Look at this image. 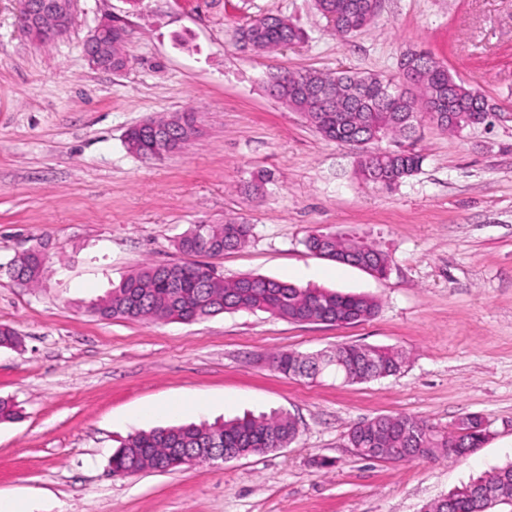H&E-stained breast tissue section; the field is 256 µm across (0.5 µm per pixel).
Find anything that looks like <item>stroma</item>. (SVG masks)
<instances>
[{
	"label": "stroma",
	"mask_w": 512,
	"mask_h": 512,
	"mask_svg": "<svg viewBox=\"0 0 512 512\" xmlns=\"http://www.w3.org/2000/svg\"><path fill=\"white\" fill-rule=\"evenodd\" d=\"M20 0H0V398L20 420L0 424V494L35 512H423L512 463V0H382L375 21L334 36L313 0H77L71 29L34 42ZM130 30L128 67L91 68L83 45L102 15ZM278 14L306 40L257 54L240 27ZM423 49L479 90L497 115L457 134L424 124L422 169L386 192L356 174L354 147L324 139L271 97L268 73L351 70L394 76ZM199 133L152 161L126 149L130 126L186 108ZM243 220L252 236L215 258L246 274L363 293L379 309L352 325L294 324L262 311L184 323L107 320L91 304L147 264L181 260L191 225ZM358 234L392 256L388 276L317 257L312 232ZM48 241L38 287L9 263ZM394 347L397 376L347 384L287 377L270 357L336 345ZM213 399L135 424L149 403ZM280 411L295 443L175 472L112 478L124 440L153 427L211 424ZM483 417L486 442L459 459L364 460L348 444L381 414L448 432Z\"/></svg>",
	"instance_id": "1"
}]
</instances>
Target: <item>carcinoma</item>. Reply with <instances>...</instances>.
<instances>
[{
  "mask_svg": "<svg viewBox=\"0 0 512 512\" xmlns=\"http://www.w3.org/2000/svg\"><path fill=\"white\" fill-rule=\"evenodd\" d=\"M378 0H315L317 11L334 18L335 32L347 36L363 30L378 12ZM256 51L274 52L300 43L304 31L288 19L265 15L240 29ZM423 89L404 93L400 84L381 74L353 71L326 73L319 70L276 71L268 74L266 89L288 109L300 113L324 138L344 142H368L378 136L393 143L372 157L360 153L356 172L364 180L386 178L383 188L392 189L417 174L424 156L416 148L417 133L429 121V111L439 115L436 126L443 132L467 127V114L481 109L482 94L457 80L435 58H421L414 65ZM317 89L340 90L338 100L324 102ZM185 125L176 126L171 116L154 117L148 125L129 128L124 137L127 150L139 156L180 149L197 136L195 113L182 112ZM251 235V225L235 220L222 224H193L176 241V249L188 256H221L242 248ZM306 248L324 250L328 259L346 265L362 261L382 274L388 269V254L364 236L315 232L305 240ZM45 269L42 245H34L14 260L9 273L26 286H36ZM92 310L107 319L183 322L238 311H264L292 323L315 316L329 325H351L373 317L376 300L364 294H345L321 288H303L293 283L259 275L226 280L204 262L149 264L125 277L112 292L93 304ZM406 362L399 350L378 346L339 344L329 356L309 357L293 350L278 351L273 364L286 376L329 373L346 383H364L397 375ZM482 419L477 414L462 417L455 430L445 434L422 420L406 415H381L353 427L348 440L367 460L396 461L393 448H412L419 442L432 457L453 458L448 445L457 443L478 448L483 443ZM298 434L297 422L286 413L247 415L222 424H186L156 428L130 436L116 449L111 465L136 475L162 466L169 471L184 467L173 454L176 448H235L243 456L259 455L275 442L291 444ZM480 482L512 491V463L500 467ZM452 508L437 502L424 512H480L481 502L473 497L471 484L450 493Z\"/></svg>",
  "mask_w": 512,
  "mask_h": 512,
  "instance_id": "obj_1",
  "label": "carcinoma"
}]
</instances>
